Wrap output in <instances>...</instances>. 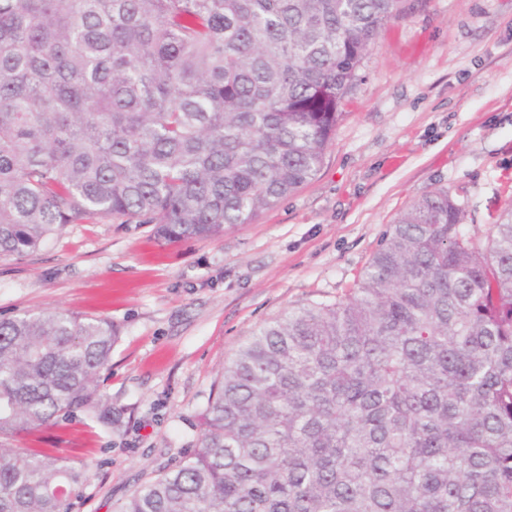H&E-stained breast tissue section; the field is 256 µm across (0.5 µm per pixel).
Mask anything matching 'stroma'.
<instances>
[{
	"label": "stroma",
	"instance_id": "obj_1",
	"mask_svg": "<svg viewBox=\"0 0 512 512\" xmlns=\"http://www.w3.org/2000/svg\"><path fill=\"white\" fill-rule=\"evenodd\" d=\"M340 110L319 172L252 223L166 244L94 217L0 258V320L72 312L119 331L113 426L80 416L23 441L86 467L77 512H112L196 448L236 346L285 308L348 295L414 201L448 189L479 233L512 211V0H408Z\"/></svg>",
	"mask_w": 512,
	"mask_h": 512
}]
</instances>
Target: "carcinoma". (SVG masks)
Here are the masks:
<instances>
[{
    "label": "carcinoma",
    "mask_w": 512,
    "mask_h": 512,
    "mask_svg": "<svg viewBox=\"0 0 512 512\" xmlns=\"http://www.w3.org/2000/svg\"><path fill=\"white\" fill-rule=\"evenodd\" d=\"M405 0H0V257L123 217L211 238L312 179ZM112 322L0 321V512H74L87 471L16 437L110 428ZM199 446L113 512H512V217L444 188L335 301L240 342Z\"/></svg>",
    "instance_id": "carcinoma-1"
}]
</instances>
